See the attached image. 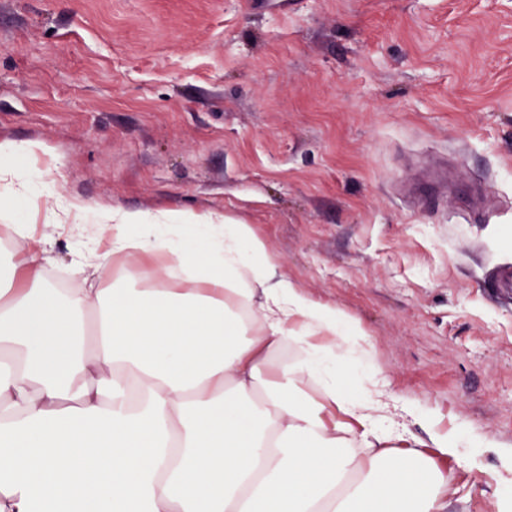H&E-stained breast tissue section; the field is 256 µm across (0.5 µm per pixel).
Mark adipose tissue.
<instances>
[{"instance_id": "ef3b65f1", "label": "adipose tissue", "mask_w": 512, "mask_h": 512, "mask_svg": "<svg viewBox=\"0 0 512 512\" xmlns=\"http://www.w3.org/2000/svg\"><path fill=\"white\" fill-rule=\"evenodd\" d=\"M0 142L12 202L37 176ZM108 249L81 242L73 272L130 287L51 288L49 238L18 225L0 252V512H448L493 449L512 483V445L472 435L473 453L433 414L403 402L425 433L398 451L368 335L268 260L250 225L211 213L98 211ZM189 287L174 288L176 272ZM362 369L360 391L344 387Z\"/></svg>"}]
</instances>
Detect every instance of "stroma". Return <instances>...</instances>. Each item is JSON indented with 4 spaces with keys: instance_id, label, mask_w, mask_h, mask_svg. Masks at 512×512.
Segmentation results:
<instances>
[{
    "instance_id": "1",
    "label": "stroma",
    "mask_w": 512,
    "mask_h": 512,
    "mask_svg": "<svg viewBox=\"0 0 512 512\" xmlns=\"http://www.w3.org/2000/svg\"><path fill=\"white\" fill-rule=\"evenodd\" d=\"M2 140L43 150L0 250L54 236L52 284L100 207L251 225L362 324L390 391L512 444V0H0ZM441 165V206H416ZM60 196L87 206L62 233ZM458 488L448 512L505 492Z\"/></svg>"
}]
</instances>
